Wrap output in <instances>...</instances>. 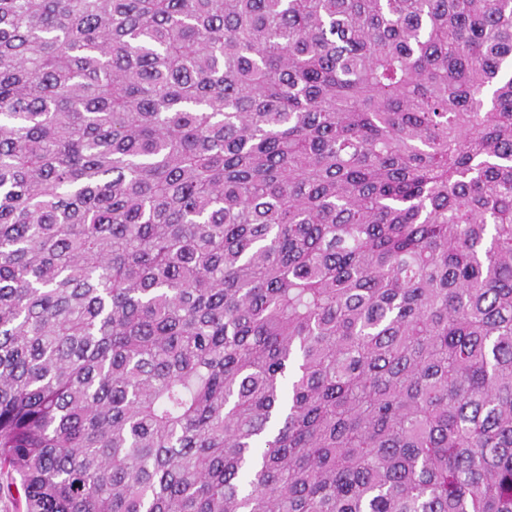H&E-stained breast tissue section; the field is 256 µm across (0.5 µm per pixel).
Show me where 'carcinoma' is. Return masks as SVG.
<instances>
[{"instance_id": "carcinoma-1", "label": "carcinoma", "mask_w": 512, "mask_h": 512, "mask_svg": "<svg viewBox=\"0 0 512 512\" xmlns=\"http://www.w3.org/2000/svg\"><path fill=\"white\" fill-rule=\"evenodd\" d=\"M22 512H512V0H0Z\"/></svg>"}]
</instances>
